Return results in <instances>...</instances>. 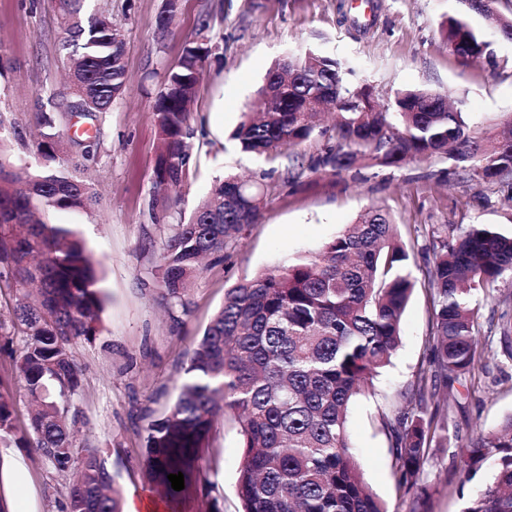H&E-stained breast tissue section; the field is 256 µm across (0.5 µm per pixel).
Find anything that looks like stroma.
Segmentation results:
<instances>
[{"label":"stroma","mask_w":512,"mask_h":512,"mask_svg":"<svg viewBox=\"0 0 512 512\" xmlns=\"http://www.w3.org/2000/svg\"><path fill=\"white\" fill-rule=\"evenodd\" d=\"M348 2L180 0L164 37L156 28L163 0L94 2L125 34L126 88L102 121L99 158L87 171L98 206L81 216L55 211L46 219L76 225L103 264L102 332L72 346L82 370L74 436L77 444L106 449L107 467L124 499L150 495L144 428L175 401L184 367L226 290L276 263L316 251L364 209L378 206L399 224L416 286L402 318L400 345L373 388L352 400L348 431L374 493L389 512H408L411 497L397 487L381 417L413 381L426 354L432 231L449 224H494L511 231L512 191L480 182L442 156L399 168L359 165L338 175L308 169L289 185L282 180L287 158L266 162L241 151L230 135L266 68L309 48L341 61L344 85L369 87L378 103L401 91L429 89L448 97L473 135H493L512 125V40L496 34L464 0H375L374 23L363 33L342 21ZM54 5L55 0H0V113L21 123L65 80ZM455 15L466 16L489 42L490 57L465 62L453 52L440 25ZM204 21L217 48L204 64L192 109L193 172L175 211L157 222L148 210L159 146L153 104L167 67ZM227 173L263 180L261 216L241 237L227 241L223 261L201 272L186 292L185 306L171 305L158 286L157 252L180 217L190 216L214 180ZM476 296L489 371L472 380L468 398L448 404L449 421L463 438L471 426L490 429L512 416V360L503 356L496 331L501 315L512 316V274ZM22 344L11 330L0 331V395L23 420L30 410L23 384L3 379ZM242 452L238 422L219 417L199 461L196 494L161 512H202L208 501L220 512H239ZM489 477L483 470L466 480L459 457L433 449L424 473L425 485L435 489L433 512H462L464 495L483 488ZM451 482L463 484V496L448 493ZM0 494L10 512H62L66 487L36 449L0 446Z\"/></svg>","instance_id":"obj_1"}]
</instances>
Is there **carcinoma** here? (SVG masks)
<instances>
[{"mask_svg": "<svg viewBox=\"0 0 512 512\" xmlns=\"http://www.w3.org/2000/svg\"><path fill=\"white\" fill-rule=\"evenodd\" d=\"M61 48L75 52L73 82L63 102L41 105L31 121L41 129L38 162L23 176L0 160V289L12 292L10 323L24 337L14 373L34 409L16 437L12 404L0 396V444L36 448L54 471L72 475L64 512H123V502L100 449L74 444L70 411L81 385L71 354L78 339L100 331L104 295L98 267L77 233L38 219L40 211L89 213L98 196L82 177L98 143L65 138L73 116L102 121L125 88V40L109 17L87 0H57ZM179 0H164L157 29L170 27ZM512 40V18L485 13ZM442 35L466 61L489 43L462 18L450 16ZM212 47L186 41L153 112L160 146L153 167L151 210L178 204L189 179L190 103L200 63ZM275 90L260 112L246 113L231 135L240 148L273 162L309 140L325 110L336 114L332 138L315 165L336 174L358 164L399 167L444 155L479 180L512 178V131L493 138L470 134L461 113L428 90L397 94L381 112H366L367 89L343 83L342 64L318 49L283 57L265 72ZM263 184L227 176L216 182L186 222L175 225L157 254L160 287L182 301L201 262L222 259L228 239L257 222ZM393 215L368 207L322 248L228 289L184 368L169 412L145 427L150 488L168 502L197 482L198 462L217 415L237 419L243 455L236 488L242 512H388L366 483L348 435L352 398L390 363L415 283ZM428 270L429 353L402 394L382 414L397 486L410 491L434 448L466 456L467 478L491 462L493 480L470 496L463 512H512V416L498 429L478 427L466 443L450 435L447 396L454 384L487 371L478 347L479 305L471 286L493 288L512 272V235L492 224L452 225L432 233ZM499 340L512 359V318ZM184 475V489L167 475Z\"/></svg>", "mask_w": 512, "mask_h": 512, "instance_id": "1", "label": "carcinoma"}]
</instances>
